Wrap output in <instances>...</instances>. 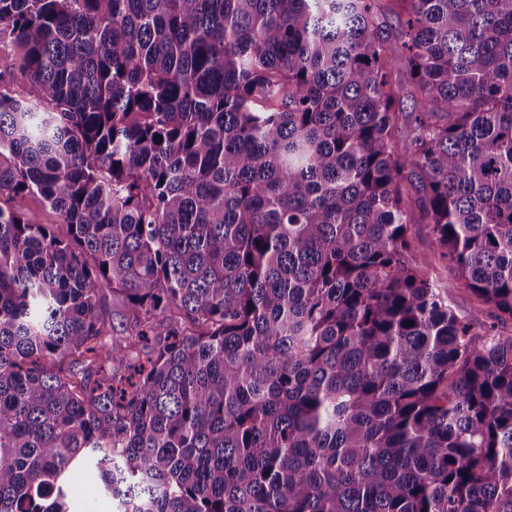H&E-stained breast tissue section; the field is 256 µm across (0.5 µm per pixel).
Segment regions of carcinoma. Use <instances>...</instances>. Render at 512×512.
<instances>
[{"label":"carcinoma","instance_id":"cac0c4a2","mask_svg":"<svg viewBox=\"0 0 512 512\" xmlns=\"http://www.w3.org/2000/svg\"><path fill=\"white\" fill-rule=\"evenodd\" d=\"M402 2L0 0V512H512V0ZM10 205L22 212L37 213L44 224H59L55 212L36 196L17 197ZM413 247L415 252L431 260L429 263L430 273L435 280L448 289V300L462 313H469L481 308L477 299L470 290L465 289L454 273L447 268L446 264L433 256V244L427 224H418L413 233ZM69 484L74 492L69 502L73 512H116V505L99 497V477L93 467H82L73 470Z\"/></svg>","mask_w":512,"mask_h":512}]
</instances>
